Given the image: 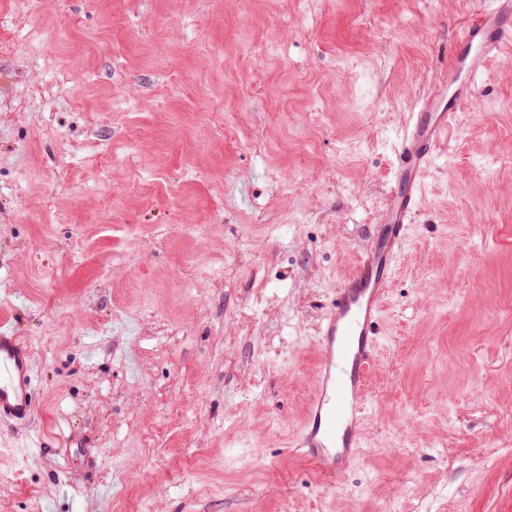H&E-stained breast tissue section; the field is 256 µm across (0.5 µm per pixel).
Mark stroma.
<instances>
[{"mask_svg":"<svg viewBox=\"0 0 512 512\" xmlns=\"http://www.w3.org/2000/svg\"><path fill=\"white\" fill-rule=\"evenodd\" d=\"M493 0H0V512H512V48L421 180L334 482L296 452L401 137ZM31 360L13 329L0 326V421L24 423L34 414Z\"/></svg>","mask_w":512,"mask_h":512,"instance_id":"35a3bbf8","label":"stroma"}]
</instances>
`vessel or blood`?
Here are the masks:
<instances>
[{"label":"vessel or blood","instance_id":"vessel-or-blood-1","mask_svg":"<svg viewBox=\"0 0 512 512\" xmlns=\"http://www.w3.org/2000/svg\"><path fill=\"white\" fill-rule=\"evenodd\" d=\"M512 42V0H495L455 41L451 71L439 94L425 98L403 137L386 202L364 263L336 292L320 329L323 383L295 446L329 478L340 476L362 446L359 413L364 378L375 355L377 325L393 261L419 203L420 177L457 118L486 61ZM31 360L14 330L0 327V421L34 414Z\"/></svg>","mask_w":512,"mask_h":512}]
</instances>
